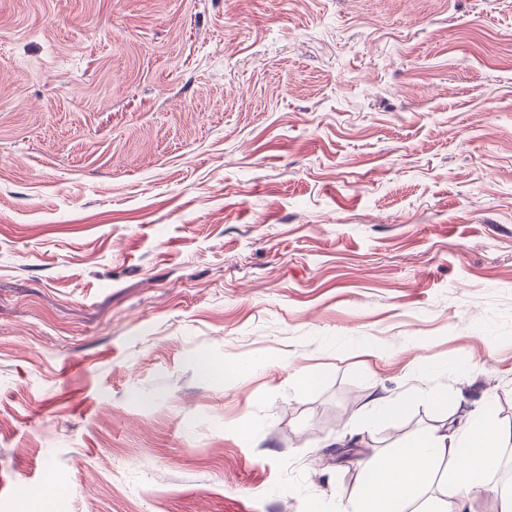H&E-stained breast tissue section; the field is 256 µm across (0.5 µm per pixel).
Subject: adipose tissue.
I'll list each match as a JSON object with an SVG mask.
<instances>
[{"label":"adipose tissue","instance_id":"1","mask_svg":"<svg viewBox=\"0 0 512 512\" xmlns=\"http://www.w3.org/2000/svg\"><path fill=\"white\" fill-rule=\"evenodd\" d=\"M512 443V430L502 428L494 414L477 405L465 410L456 431L430 428L415 434L399 449L368 460L351 502L352 512H409L424 501L423 512H448L444 500L432 496L434 480L452 491L458 505L482 494L502 448ZM447 466L434 476L439 461Z\"/></svg>","mask_w":512,"mask_h":512}]
</instances>
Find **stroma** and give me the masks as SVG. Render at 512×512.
<instances>
[{
  "label": "stroma",
  "instance_id": "1",
  "mask_svg": "<svg viewBox=\"0 0 512 512\" xmlns=\"http://www.w3.org/2000/svg\"><path fill=\"white\" fill-rule=\"evenodd\" d=\"M476 403L512 427V0H0V512L329 508ZM20 512H46L52 500L51 493L47 491H33L23 488L18 494Z\"/></svg>",
  "mask_w": 512,
  "mask_h": 512
}]
</instances>
